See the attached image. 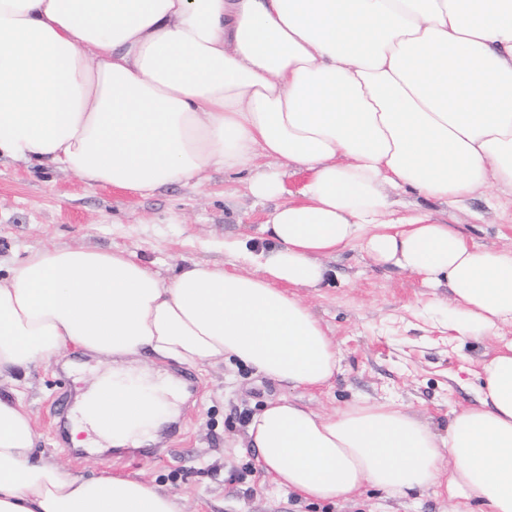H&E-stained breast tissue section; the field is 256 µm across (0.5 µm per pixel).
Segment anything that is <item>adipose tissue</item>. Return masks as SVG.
I'll return each instance as SVG.
<instances>
[{
  "instance_id": "1",
  "label": "adipose tissue",
  "mask_w": 512,
  "mask_h": 512,
  "mask_svg": "<svg viewBox=\"0 0 512 512\" xmlns=\"http://www.w3.org/2000/svg\"><path fill=\"white\" fill-rule=\"evenodd\" d=\"M1 156L142 195L244 171L274 203L271 249L226 244L247 271L192 263L165 281L121 249L45 247L0 276V380L72 347L111 363L77 399L78 448L136 446L178 415L180 380L130 368L145 354L327 385L341 353L298 291L353 244L447 287L454 336L512 326V248L393 198L462 206L495 189L512 205V0H0ZM291 171L306 176L297 201L283 198ZM478 375V405L443 435L389 403L282 397L248 442L307 498L435 488L512 512V340ZM37 441L21 391L0 395V512H182L143 479L38 460Z\"/></svg>"
}]
</instances>
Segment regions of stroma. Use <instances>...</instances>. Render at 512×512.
<instances>
[{"label": "stroma", "instance_id": "stroma-1", "mask_svg": "<svg viewBox=\"0 0 512 512\" xmlns=\"http://www.w3.org/2000/svg\"><path fill=\"white\" fill-rule=\"evenodd\" d=\"M401 213L425 212L458 223L470 242L488 248L512 246V212L485 201L455 205L397 194ZM268 203L247 196L240 178L211 171L199 186L173 185L143 196L91 187L70 172L31 169L0 160V267L16 264L44 247L121 248L162 279L184 263L232 265L228 240L269 247L261 227ZM329 273L302 297L338 345L341 368L330 386L288 391L228 360L159 368L182 379L188 397L177 422L156 443L138 449L66 446L67 410L57 397L75 395L93 373L97 359L71 352V370L56 362L38 365L21 377L37 424L38 454L77 473L132 476L177 496L184 512H452L453 503L434 490L405 495L371 488L347 501L303 499L264 475L255 449L244 447L247 423L270 400L289 395L304 406L330 412L362 398L388 401L414 413L435 432L446 433L454 409L475 401L480 382L474 371L497 340L477 336L451 339L433 308L432 289L404 273L375 266L358 247L327 262Z\"/></svg>", "mask_w": 512, "mask_h": 512}]
</instances>
